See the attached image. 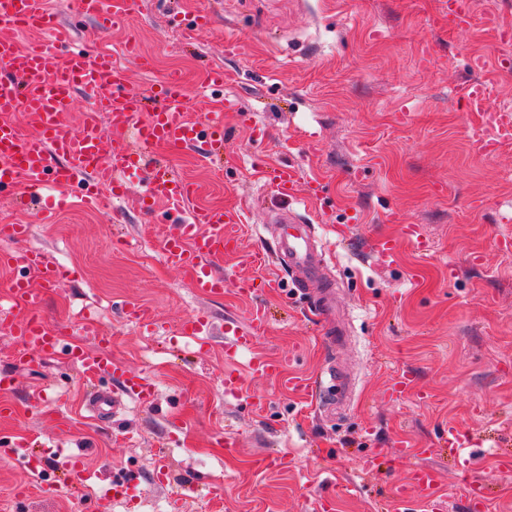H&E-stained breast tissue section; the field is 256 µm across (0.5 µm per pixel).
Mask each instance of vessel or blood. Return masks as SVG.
Returning <instances> with one entry per match:
<instances>
[{
	"label": "vessel or blood",
	"instance_id": "vessel-or-blood-1",
	"mask_svg": "<svg viewBox=\"0 0 512 512\" xmlns=\"http://www.w3.org/2000/svg\"><path fill=\"white\" fill-rule=\"evenodd\" d=\"M71 4L79 14L94 17L100 29L107 30L123 24L132 0H71ZM477 22L499 41L512 40V25L492 13L476 17L474 0H448L449 32L469 31ZM0 28L7 32L38 30L45 36L43 42L25 50L8 36L0 39V189L23 186L25 193L17 197V204L38 200L45 212L52 213L64 204V195L71 188H79L95 202L102 190H109L117 199L123 196L130 180L145 181L142 210L150 214L157 202H166L169 219L176 225L175 232L162 242L165 261L189 273L190 286L198 296H222L224 277L215 271L214 263L236 250V241L228 231L236 221L235 210L227 207L185 213L183 203L194 193V186L160 170H146L145 154L155 148L178 152L187 147L195 148L204 158L218 154L224 149L223 114L233 111L234 103L226 102L223 110L208 113L204 119H190L183 103L184 84L179 74L172 73L161 86L162 105L148 109L146 95L127 87L123 68L111 56L85 49L56 55L59 21L48 11L45 0H0ZM78 91L96 97L108 116L107 127L87 120L75 131L65 124L64 111ZM487 99L484 84L474 83L466 90V109L478 118L471 140L478 158L492 160L499 153V143L512 141V102L497 104L491 110L486 106ZM17 112L31 117L34 132L24 137L18 134L7 120L8 115ZM109 141L115 145L110 153L105 150ZM277 222V252L288 257L295 286L321 284L320 254L298 213L281 212ZM0 265L21 272L13 280L10 293L24 313L8 323L10 332L23 345L20 363L63 351L79 363L85 378L117 371L111 356L68 343L62 326L43 320L44 291L62 282L64 273L60 268L46 262L41 253L20 249L1 250ZM31 270L37 273L40 287H33L28 279ZM265 328L266 319L259 313L244 327L226 322V352L251 347ZM177 333L193 340L198 349L212 345L213 327L203 314L181 322ZM472 441L470 432L449 424L445 442L465 470L470 467L465 450ZM411 486L426 504H434L436 473L419 466L412 471L408 484L399 485L387 512H402Z\"/></svg>",
	"mask_w": 512,
	"mask_h": 512
}]
</instances>
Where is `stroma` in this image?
I'll return each mask as SVG.
<instances>
[{"label": "stroma", "mask_w": 512, "mask_h": 512, "mask_svg": "<svg viewBox=\"0 0 512 512\" xmlns=\"http://www.w3.org/2000/svg\"><path fill=\"white\" fill-rule=\"evenodd\" d=\"M46 6L67 45L108 49L132 87L179 73L191 118L237 102L224 116L220 160L161 149L155 159L196 184L187 208L230 206L240 222L236 252L215 263L224 294L209 299L163 261L171 227L143 214L139 183L96 208L72 194L50 217L0 204V225H29L22 244L66 272L45 293L44 319L67 322L72 341L92 349L77 323L91 312L123 373L145 376L153 392L145 406L126 393L123 373L87 383L63 355L18 366L19 343L0 327V375L14 378L0 402L16 409L0 418V443L33 440L42 465L32 473L23 451L0 463V512H315L320 498L324 512H379L420 463L437 473L438 500L430 509L410 493L407 512H470L467 483L487 486L484 512H512V472L496 463L512 458V250L498 246L512 237V223L499 220L512 211V146L477 159L475 117L458 106L474 81L493 101L512 97V68L499 66L512 50L478 26L449 33L445 0H139L127 28L109 33L68 0ZM200 8L212 22L186 39L172 17L187 22ZM229 34L242 51H227ZM474 56L483 68L472 69ZM211 69L223 70V89L201 90ZM284 165L297 171L300 197L317 195L305 218L336 283L345 332L336 347L287 265L258 261L277 241L273 215L290 205L274 185ZM383 237L397 242L390 264L373 249ZM268 273L281 288L239 294V277ZM128 297L152 329L119 312ZM259 309L267 332L231 358L223 339L202 352L175 333L199 312L220 326L228 316L248 323ZM256 354L282 359L283 375H252ZM328 362L347 380L332 412L288 389ZM230 370L242 383L234 394L224 391ZM403 371L414 388L395 400L389 388ZM94 389L112 397L106 420L87 405ZM452 421L479 439L472 471L461 472L443 445ZM402 440L423 456L401 455ZM61 453L76 457L75 471L55 468ZM161 458L167 486L154 479ZM121 475L131 477V495L113 494Z\"/></svg>", "instance_id": "stroma-1"}]
</instances>
